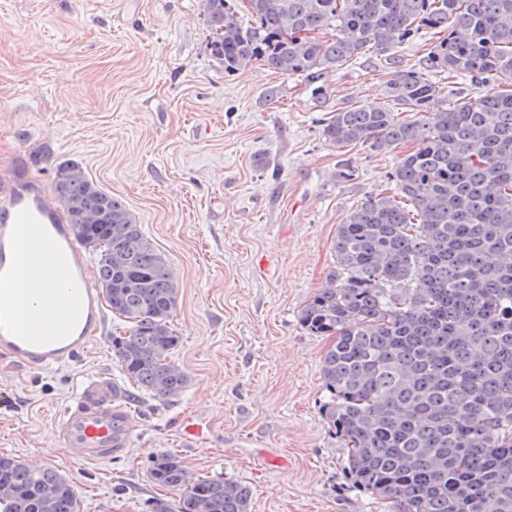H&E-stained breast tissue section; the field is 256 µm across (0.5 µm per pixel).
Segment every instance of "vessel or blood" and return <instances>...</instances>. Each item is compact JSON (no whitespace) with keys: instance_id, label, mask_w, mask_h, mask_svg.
Segmentation results:
<instances>
[{"instance_id":"1","label":"vessel or blood","mask_w":512,"mask_h":512,"mask_svg":"<svg viewBox=\"0 0 512 512\" xmlns=\"http://www.w3.org/2000/svg\"><path fill=\"white\" fill-rule=\"evenodd\" d=\"M29 256H22V246ZM88 258L60 210L50 206L42 189L23 168L0 171V352L30 368L65 364L86 348L102 326V300L98 291L83 284L75 307L55 327L20 331L12 300L13 283L20 267L37 274L54 266L67 277L86 275ZM173 425L184 437L207 439L211 422L188 414ZM64 447L75 448L82 460L108 463L123 456L132 444L133 425L125 402L111 378L85 377L77 381L69 403L52 423Z\"/></svg>"}]
</instances>
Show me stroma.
<instances>
[{
	"mask_svg": "<svg viewBox=\"0 0 512 512\" xmlns=\"http://www.w3.org/2000/svg\"><path fill=\"white\" fill-rule=\"evenodd\" d=\"M391 76L372 54L315 81L259 64L225 74L202 0H0V162L48 188L74 160L122 198L179 281L171 359L189 377L166 400L135 391L112 353V315L69 364L32 370L0 354V455L67 475L79 512L178 502L147 471L163 451L192 477L247 485L251 512H390L345 473L320 412L328 340L298 312L334 261L337 224L388 194L402 155L353 151L356 176L340 182L321 121L351 101L386 104ZM95 374L135 393L132 445L103 464L52 431L76 379ZM187 413L210 419L206 442L172 428Z\"/></svg>",
	"mask_w": 512,
	"mask_h": 512,
	"instance_id": "stroma-1",
	"label": "stroma"
}]
</instances>
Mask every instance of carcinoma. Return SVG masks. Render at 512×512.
<instances>
[{"instance_id": "cac0c4a2", "label": "carcinoma", "mask_w": 512, "mask_h": 512, "mask_svg": "<svg viewBox=\"0 0 512 512\" xmlns=\"http://www.w3.org/2000/svg\"><path fill=\"white\" fill-rule=\"evenodd\" d=\"M203 0L211 57L224 73L255 63L314 79L368 52L394 65L383 106L322 120L349 149L412 145L387 173L394 193L363 197L336 227L335 265L299 312L321 357V414L347 448L346 474L392 512H512V0ZM429 30L419 67L393 49ZM468 82L451 110L430 112L434 77ZM54 190L72 230L98 256L125 375L159 399L188 375L170 360L179 283L123 200L75 162ZM152 481L181 494L179 512H250L242 484L194 479L167 451ZM0 512H77L69 477L0 456Z\"/></svg>"}]
</instances>
